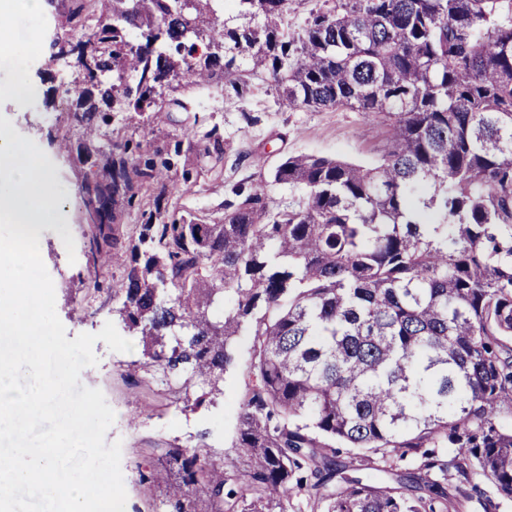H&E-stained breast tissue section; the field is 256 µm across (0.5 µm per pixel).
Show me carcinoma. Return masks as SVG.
Wrapping results in <instances>:
<instances>
[{
    "instance_id": "obj_1",
    "label": "carcinoma",
    "mask_w": 512,
    "mask_h": 512,
    "mask_svg": "<svg viewBox=\"0 0 512 512\" xmlns=\"http://www.w3.org/2000/svg\"><path fill=\"white\" fill-rule=\"evenodd\" d=\"M71 0L66 40L82 56L65 93L95 181L94 289L112 279L116 312L146 364L214 385L252 336L234 447L242 462L169 446L175 478L140 474L167 512H453L476 479L486 510L512 502V0H316L302 32L288 0ZM224 96L265 74L290 110L351 108L386 127L378 161L285 159L273 182L297 193L272 210L240 184L218 224L176 217L172 163L130 140L104 149L107 113L142 128L174 93L216 71ZM127 250L112 225L143 193ZM122 269L114 278L110 268ZM364 454L346 461L336 444ZM377 457L380 487L348 470Z\"/></svg>"
}]
</instances>
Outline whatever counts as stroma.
Returning <instances> with one entry per match:
<instances>
[{
	"label": "stroma",
	"mask_w": 512,
	"mask_h": 512,
	"mask_svg": "<svg viewBox=\"0 0 512 512\" xmlns=\"http://www.w3.org/2000/svg\"><path fill=\"white\" fill-rule=\"evenodd\" d=\"M67 9L60 0H48L37 12L16 8L11 14L9 49L0 52V114L14 129L33 140L48 156L58 204L41 226L39 250L55 287L56 313L67 339L95 334L113 323L121 336L129 331L113 312L110 291H93L89 279V245L94 230L81 200V185L95 168L78 160V132L68 121L70 106L63 90L76 75L73 64L52 57V33L68 37ZM40 91L37 102L18 108L8 88L18 79ZM253 95L244 101L225 97L223 82L189 87L187 112H170L149 132L136 130L128 113H116L101 139L111 143L113 132L139 143L141 154L181 143L182 153L173 171L179 190L168 199L169 208L188 219L214 222L224 215V203L239 182L262 183L272 207H284L292 198L287 186L272 183L271 174L289 155L311 154L371 165L385 144V127L363 113L338 108L320 112L279 108L268 82L254 80ZM218 130L222 157L205 156L202 136ZM68 134L70 152L57 149V139ZM252 338H237L233 366L222 375L216 392L204 394L198 380L146 366L141 344L115 352L97 341L98 363L83 386L100 389L115 412L106 443L121 442V470L127 493L125 512H166L158 496L140 485V474L160 470L156 449L171 445L203 448L214 458H238L240 403L247 383Z\"/></svg>",
	"instance_id": "35a3bbf8"
}]
</instances>
